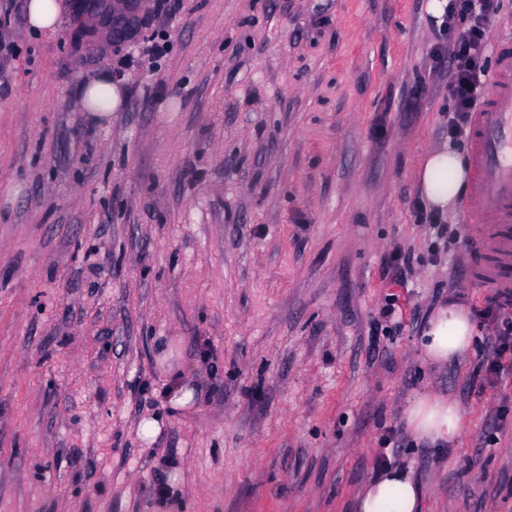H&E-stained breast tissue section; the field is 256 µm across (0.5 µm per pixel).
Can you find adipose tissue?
I'll list each match as a JSON object with an SVG mask.
<instances>
[{
    "instance_id": "obj_1",
    "label": "adipose tissue",
    "mask_w": 512,
    "mask_h": 512,
    "mask_svg": "<svg viewBox=\"0 0 512 512\" xmlns=\"http://www.w3.org/2000/svg\"><path fill=\"white\" fill-rule=\"evenodd\" d=\"M78 102L82 111L105 117L120 111L124 94L110 74L81 83ZM471 179L470 161L461 151L444 145L429 150L416 174L418 193L428 208L445 212L460 200ZM476 343L475 328L467 310L447 305L429 319L420 341L428 362L443 364L467 357ZM407 429L420 442L454 446L461 432L458 404L444 395L425 391L408 404ZM356 512H424L425 490L410 471L391 466L369 481L355 502Z\"/></svg>"
}]
</instances>
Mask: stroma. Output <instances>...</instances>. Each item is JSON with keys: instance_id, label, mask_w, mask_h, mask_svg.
Segmentation results:
<instances>
[{"instance_id": "obj_1", "label": "stroma", "mask_w": 512, "mask_h": 512, "mask_svg": "<svg viewBox=\"0 0 512 512\" xmlns=\"http://www.w3.org/2000/svg\"><path fill=\"white\" fill-rule=\"evenodd\" d=\"M81 3L6 33L0 512H354L388 435L425 512H512V379L471 387L494 293L459 244L434 260L415 207L448 142L428 0ZM101 72L126 102L96 119L77 92ZM449 300L476 348L432 366L419 338ZM426 389L459 403L456 448L412 442Z\"/></svg>"}]
</instances>
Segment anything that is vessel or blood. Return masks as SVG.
I'll return each mask as SVG.
<instances>
[{
    "label": "vessel or blood",
    "mask_w": 512,
    "mask_h": 512,
    "mask_svg": "<svg viewBox=\"0 0 512 512\" xmlns=\"http://www.w3.org/2000/svg\"><path fill=\"white\" fill-rule=\"evenodd\" d=\"M498 73L475 112V162L469 211L481 221L466 227L467 258L486 287L512 291V41L497 46Z\"/></svg>",
    "instance_id": "vessel-or-blood-1"
}]
</instances>
